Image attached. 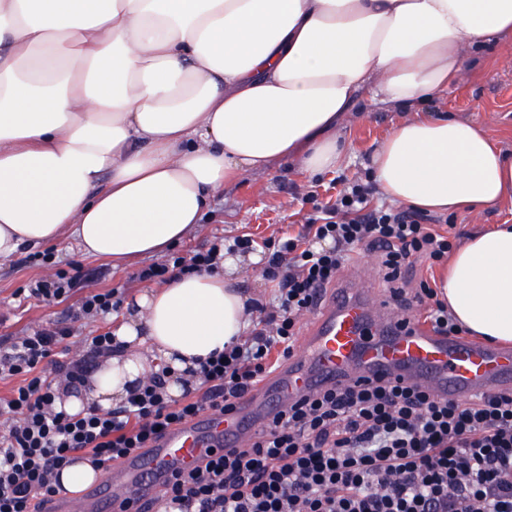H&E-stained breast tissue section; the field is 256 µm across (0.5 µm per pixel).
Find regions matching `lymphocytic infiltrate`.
<instances>
[{"mask_svg":"<svg viewBox=\"0 0 512 512\" xmlns=\"http://www.w3.org/2000/svg\"><path fill=\"white\" fill-rule=\"evenodd\" d=\"M372 194V184L357 182L333 204L314 203L297 235L220 240L138 272L163 284L217 267L226 251L267 253L262 274L274 289L257 306L250 335L201 362L180 396L156 373L110 411L56 410L60 394L84 384L116 346L104 332L70 353L75 322L115 309L111 289H88L66 320L0 341V380L16 382L0 397V512H36L38 501L60 494L59 473L74 461L105 470L163 430L226 412L295 351L301 316L357 254H375L398 308L422 309L434 328L460 334L428 281L411 293L400 284L414 259L447 258L449 230L419 210L371 205ZM81 280L61 269L23 294L59 304ZM154 512H512V394L459 404L379 382L329 389L282 411L247 447L177 474Z\"/></svg>","mask_w":512,"mask_h":512,"instance_id":"obj_1","label":"lymphocytic infiltrate"}]
</instances>
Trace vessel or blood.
<instances>
[{
  "label": "vessel or blood",
  "mask_w": 512,
  "mask_h": 512,
  "mask_svg": "<svg viewBox=\"0 0 512 512\" xmlns=\"http://www.w3.org/2000/svg\"><path fill=\"white\" fill-rule=\"evenodd\" d=\"M366 380L398 382L458 402L512 392V348L404 323L370 280H343L320 299L300 349L230 411L204 412L171 429L153 447L112 464L78 494L54 498L41 512H118L127 498L142 507L179 472L224 449L245 447L288 405Z\"/></svg>",
  "instance_id": "b4317fda"
}]
</instances>
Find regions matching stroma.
I'll use <instances>...</instances> for the list:
<instances>
[{
	"mask_svg": "<svg viewBox=\"0 0 512 512\" xmlns=\"http://www.w3.org/2000/svg\"><path fill=\"white\" fill-rule=\"evenodd\" d=\"M466 65L478 73V80L449 88L428 103V110L453 112L478 123L500 139L505 149L512 151V41L506 39L476 52ZM358 105L363 117L344 132L350 158L337 174L312 177L290 159L277 162L270 171L247 174L225 186L211 200L200 229L176 245L175 254L209 246L217 234L228 237L246 234L258 241L274 233L297 235L311 211L302 202L309 191H317L319 202L324 203L336 194L331 186L334 176H342L350 183L369 180V156L390 133L400 114L373 103L366 95L360 97ZM45 272L44 266H28L18 260L0 267V337L20 336L35 325L63 318L69 303L78 302L75 294L66 304L19 302L17 290Z\"/></svg>",
	"mask_w": 512,
	"mask_h": 512,
	"instance_id": "stroma-1",
	"label": "stroma"
}]
</instances>
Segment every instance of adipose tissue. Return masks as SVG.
Here are the masks:
<instances>
[{
    "label": "adipose tissue",
    "mask_w": 512,
    "mask_h": 512,
    "mask_svg": "<svg viewBox=\"0 0 512 512\" xmlns=\"http://www.w3.org/2000/svg\"><path fill=\"white\" fill-rule=\"evenodd\" d=\"M512 38V0H0V263L74 242L122 265L188 237L213 194L282 159L342 166L361 95L403 116L371 157L392 202L466 216L512 199V154L424 105ZM259 253L143 289L122 346L57 409L101 411L179 378L251 326ZM437 286L469 335L512 344V224L469 234Z\"/></svg>",
    "instance_id": "1"
}]
</instances>
